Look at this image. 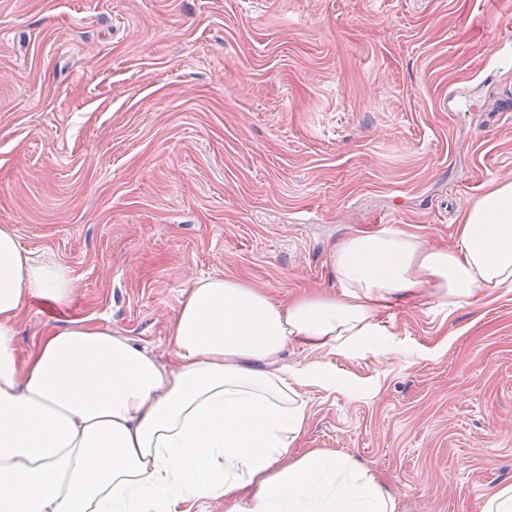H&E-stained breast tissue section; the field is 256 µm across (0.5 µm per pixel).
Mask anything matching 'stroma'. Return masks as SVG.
<instances>
[{"label": "stroma", "mask_w": 512, "mask_h": 512, "mask_svg": "<svg viewBox=\"0 0 512 512\" xmlns=\"http://www.w3.org/2000/svg\"><path fill=\"white\" fill-rule=\"evenodd\" d=\"M512 180V0H0V225L67 267L17 346L83 318L175 362L191 283L341 296L338 241L453 243ZM355 348L290 343L301 449L350 455L395 512H482L512 485V289L422 295Z\"/></svg>", "instance_id": "1"}]
</instances>
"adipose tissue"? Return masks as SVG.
<instances>
[{
    "instance_id": "obj_1",
    "label": "adipose tissue",
    "mask_w": 512,
    "mask_h": 512,
    "mask_svg": "<svg viewBox=\"0 0 512 512\" xmlns=\"http://www.w3.org/2000/svg\"><path fill=\"white\" fill-rule=\"evenodd\" d=\"M341 297L278 303L221 275L194 281L169 324L173 368L108 325L53 329L28 351L18 317L68 302L65 267L0 225V512H393L395 498L347 455L298 452L304 386L321 370L280 363L289 343L355 346L390 302L427 289L456 308L512 288V181L469 207L452 245L407 232L337 242Z\"/></svg>"
}]
</instances>
